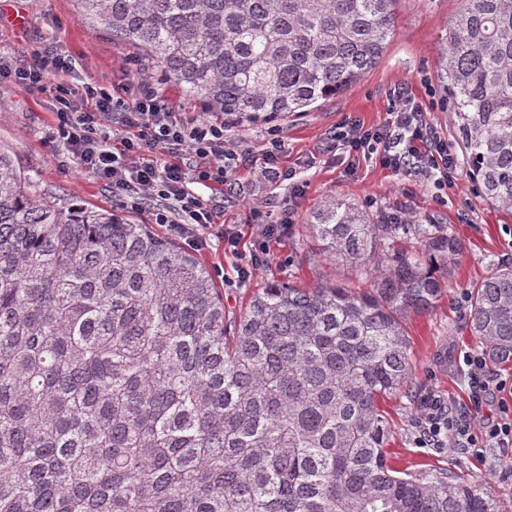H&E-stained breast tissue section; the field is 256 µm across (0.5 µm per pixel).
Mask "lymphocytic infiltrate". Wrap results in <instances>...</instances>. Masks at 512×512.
Here are the masks:
<instances>
[{
  "label": "lymphocytic infiltrate",
  "instance_id": "lymphocytic-infiltrate-1",
  "mask_svg": "<svg viewBox=\"0 0 512 512\" xmlns=\"http://www.w3.org/2000/svg\"><path fill=\"white\" fill-rule=\"evenodd\" d=\"M71 68V61L50 46L21 69L0 53V78L14 79L28 91L41 89L50 76ZM54 93L53 134L74 162L103 180L123 207L138 209L146 200L162 199L163 207L152 213L154 222L189 245H206L212 213L208 201L192 187L227 185L241 164L237 152L224 144V120L186 118L147 76L110 91L88 83L78 92L60 83ZM392 115L388 124L377 128L343 120L330 144L356 155H377L392 170H419L435 183L448 184L459 160L442 143L425 109L400 94ZM461 370L469 388L468 407L432 399L416 438L418 447H441L449 434L458 447L478 455L487 448L512 453L511 410H504L499 420L474 424L488 398L503 390V381L492 377L482 355L473 352L464 353Z\"/></svg>",
  "mask_w": 512,
  "mask_h": 512
}]
</instances>
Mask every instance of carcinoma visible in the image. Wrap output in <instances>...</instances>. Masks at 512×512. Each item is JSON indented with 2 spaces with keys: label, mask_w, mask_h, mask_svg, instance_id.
<instances>
[{
  "label": "carcinoma",
  "mask_w": 512,
  "mask_h": 512,
  "mask_svg": "<svg viewBox=\"0 0 512 512\" xmlns=\"http://www.w3.org/2000/svg\"><path fill=\"white\" fill-rule=\"evenodd\" d=\"M211 112L302 114L383 55L398 0H77ZM443 80L480 199L512 212V0H463ZM320 255L369 292L268 282L243 312L184 247L107 209L39 199L0 146V512H499L446 468L404 473L379 408L412 392L406 321L442 299L462 244L322 204ZM466 327L512 363V263Z\"/></svg>",
  "instance_id": "obj_1"
}]
</instances>
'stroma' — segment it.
Instances as JSON below:
<instances>
[{
	"label": "stroma",
	"instance_id": "35a3bbf8",
	"mask_svg": "<svg viewBox=\"0 0 512 512\" xmlns=\"http://www.w3.org/2000/svg\"><path fill=\"white\" fill-rule=\"evenodd\" d=\"M462 7L461 0H400L395 33L379 62L344 94L317 110L285 116L275 121L238 116L226 138L242 155L250 177L239 180L234 192L214 201V222L207 231L208 244L196 250L197 261L224 290L227 311L238 313L256 288L270 280L310 288L321 281L340 280L357 288L372 287L375 273L339 267L319 255L309 225L318 207L340 199L387 219L398 215L410 224H435L454 233L463 250L454 261L448 293L432 312L408 323L416 398L398 392L384 405L392 436L389 462L398 470L415 472L433 467L453 471L459 478L487 487L497 498L500 512H512V460L498 449L474 456L469 449L445 441L439 448L415 444L430 395L463 404L467 384L458 357L478 345L465 327V293L503 262L512 261V213L482 201L468 174H457L441 186L421 175L395 174L376 156L353 157L344 148L329 150L331 133L345 118L368 127L389 119L395 92L402 91L428 111L438 135L455 155H462L456 117L441 83L442 48L448 27ZM54 44L74 61L76 72L50 77L39 91H25L13 81H0V143L31 177L38 194L59 207L81 203L89 207L119 209L132 224H152L154 232L167 230L153 224L152 204L141 209H121L105 183L79 168L62 143L54 141L53 86L94 83L109 89L138 78L144 65L136 52L114 45L98 26L79 20L75 0H0V49L11 53L16 65L32 62L35 53ZM281 140L279 163L293 171V179L271 183L261 176L270 129ZM268 221L291 214L293 222L272 239L266 264L249 279L237 268L253 251L262 227L253 215ZM242 231L238 254L224 251L225 225Z\"/></svg>",
	"mask_w": 512,
	"mask_h": 512
}]
</instances>
